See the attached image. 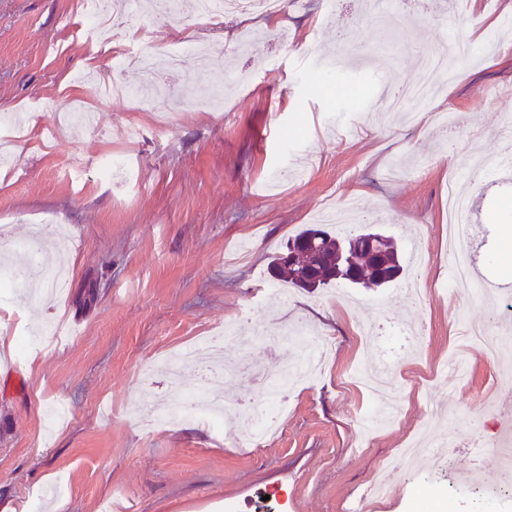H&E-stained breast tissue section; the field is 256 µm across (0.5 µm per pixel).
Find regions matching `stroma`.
Returning a JSON list of instances; mask_svg holds the SVG:
<instances>
[{
    "label": "stroma",
    "instance_id": "35a3bbf8",
    "mask_svg": "<svg viewBox=\"0 0 512 512\" xmlns=\"http://www.w3.org/2000/svg\"><path fill=\"white\" fill-rule=\"evenodd\" d=\"M106 2L116 18L140 21L119 68L80 40L76 0H0V114L40 107L13 164L0 166V226L11 233L0 240V276L24 260L11 241L36 226H60L70 270L58 300L0 296V512H28L61 481L46 512H267L263 498L276 489L281 512H356L358 492L428 419L431 395L444 399L447 468L402 467L391 497L363 512H512V495L494 492L493 447L512 378L466 347L455 320L463 299L442 256L452 179L472 195L480 280L512 282V184L467 171L470 154L501 146L512 121V0H389L397 25L368 15L362 0H287L277 28L257 18L174 22L142 0ZM450 33L474 56L436 104L447 124L381 117L379 98L419 81L423 55ZM161 38L197 41L230 64L203 73L186 52L173 70L154 50L145 74L138 53ZM102 69L154 98L156 111L118 92L91 102ZM87 105L96 127L67 125L40 149L46 122ZM107 153L127 157L124 187L101 177ZM353 199L361 223L397 239L401 278L386 288H292L280 305L272 255L319 212ZM417 248L433 256L421 269ZM416 275L423 293L412 302L402 290ZM243 316L256 330L297 322L334 344L319 375L293 385L275 434L252 442L234 416L218 430L155 425L156 404L180 400L179 383L197 376L186 363L170 379L163 356ZM50 320L65 342H41L37 325ZM306 347L303 337L226 342L223 361L239 373L210 372L208 393L257 401L263 365H297ZM456 352L469 360L468 380L437 373ZM374 359L402 411L363 444L356 423L373 399L352 372ZM58 403L70 415L48 427ZM465 469L478 485L461 481Z\"/></svg>",
    "mask_w": 512,
    "mask_h": 512
}]
</instances>
